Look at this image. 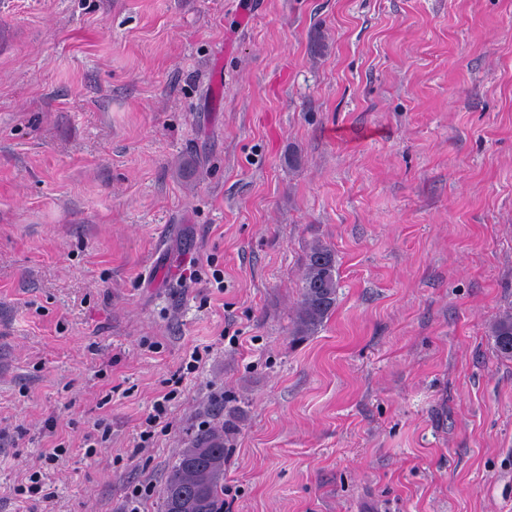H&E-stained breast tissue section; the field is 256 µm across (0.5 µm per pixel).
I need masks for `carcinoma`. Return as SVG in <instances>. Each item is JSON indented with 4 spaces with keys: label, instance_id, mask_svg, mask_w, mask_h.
I'll use <instances>...</instances> for the list:
<instances>
[{
    "label": "carcinoma",
    "instance_id": "obj_1",
    "mask_svg": "<svg viewBox=\"0 0 512 512\" xmlns=\"http://www.w3.org/2000/svg\"><path fill=\"white\" fill-rule=\"evenodd\" d=\"M336 258L333 249L317 243L306 257L296 323L302 334L313 333L336 307ZM491 336L497 350L512 357V312L499 315ZM185 495L183 512H224V435L204 430L182 452L168 472L162 512H172L174 492Z\"/></svg>",
    "mask_w": 512,
    "mask_h": 512
}]
</instances>
